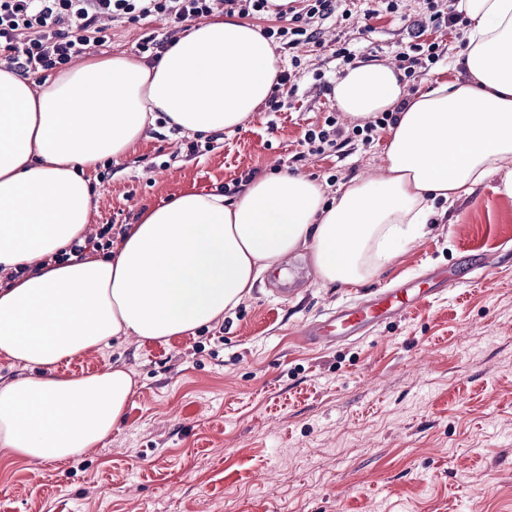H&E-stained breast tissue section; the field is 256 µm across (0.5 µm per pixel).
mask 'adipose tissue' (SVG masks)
<instances>
[{
	"label": "adipose tissue",
	"mask_w": 512,
	"mask_h": 512,
	"mask_svg": "<svg viewBox=\"0 0 512 512\" xmlns=\"http://www.w3.org/2000/svg\"><path fill=\"white\" fill-rule=\"evenodd\" d=\"M467 19L458 60L468 77L404 98L383 63L345 67L341 112L367 121L408 106L372 175L340 184L283 173L240 195L188 192L142 211L109 256L65 265L53 254L82 239L92 198L83 170L133 149L157 114L194 134L234 131L268 98L281 61L258 27L188 24L154 63L92 58L54 79L0 69V355L30 376L0 385V449L65 462L97 447L134 393L118 367L59 376L62 359L110 339L167 340L222 320L260 273L311 252L325 284H359L428 232L437 202L512 181V0H459Z\"/></svg>",
	"instance_id": "ef3b65f1"
}]
</instances>
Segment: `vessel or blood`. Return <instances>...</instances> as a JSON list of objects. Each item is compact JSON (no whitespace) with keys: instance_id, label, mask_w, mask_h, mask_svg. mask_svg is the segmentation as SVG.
Wrapping results in <instances>:
<instances>
[{"instance_id":"1","label":"vessel or blood","mask_w":512,"mask_h":512,"mask_svg":"<svg viewBox=\"0 0 512 512\" xmlns=\"http://www.w3.org/2000/svg\"><path fill=\"white\" fill-rule=\"evenodd\" d=\"M429 295V290L417 287L412 281L392 288H380L362 302L343 307L326 320L308 325L302 335L312 343L342 341L359 336L385 318L414 310Z\"/></svg>"}]
</instances>
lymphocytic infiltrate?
Instances as JSON below:
<instances>
[{
	"instance_id": "1",
	"label": "lymphocytic infiltrate",
	"mask_w": 512,
	"mask_h": 512,
	"mask_svg": "<svg viewBox=\"0 0 512 512\" xmlns=\"http://www.w3.org/2000/svg\"><path fill=\"white\" fill-rule=\"evenodd\" d=\"M214 0H0V67L21 74L46 72L67 65L73 58L94 49L109 47L113 23L134 24L161 16L171 27L163 38H143L139 53L155 61L188 22L209 16ZM457 0H419L418 18L412 23L411 39L395 55L406 82L416 81L432 65L447 59L449 46L443 41L424 40L426 28L452 29L463 23ZM226 15L257 17L268 12L288 16L287 25L266 27L265 38L276 39L283 48L320 45L322 21L348 20L347 0H299L288 6L270 0H223ZM397 112H383L370 123L345 127L327 117L321 129L306 130L303 144L309 154L324 155L361 143H373V133L396 124Z\"/></svg>"
}]
</instances>
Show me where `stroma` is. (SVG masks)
Returning <instances> with one entry per match:
<instances>
[{
    "label": "stroma",
    "instance_id": "obj_1",
    "mask_svg": "<svg viewBox=\"0 0 512 512\" xmlns=\"http://www.w3.org/2000/svg\"><path fill=\"white\" fill-rule=\"evenodd\" d=\"M166 23L113 28L98 58L136 55ZM451 59L420 77L465 80L460 30L431 29ZM349 40L358 61L392 63L408 41L393 15L323 24V45L293 64L291 108L259 106L211 150L182 154L190 133L148 126L119 160L89 172L88 227L136 223L141 210L210 192L250 170L339 182L376 170L389 139L303 154L305 130L336 112L332 89ZM426 236L371 279L322 283L309 250L291 255L276 296L262 271L222 321L169 342L118 339L78 354L83 374L113 365L136 387L103 445L66 462L0 449V512H512V191L495 176L439 207ZM457 267L463 280L411 313L346 341L308 347L301 331L372 290Z\"/></svg>",
    "mask_w": 512,
    "mask_h": 512
}]
</instances>
